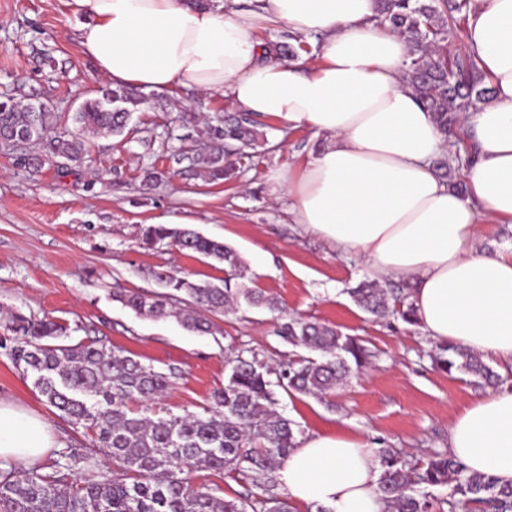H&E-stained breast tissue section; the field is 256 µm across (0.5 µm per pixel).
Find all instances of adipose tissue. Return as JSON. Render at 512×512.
<instances>
[{
	"instance_id": "obj_1",
	"label": "adipose tissue",
	"mask_w": 512,
	"mask_h": 512,
	"mask_svg": "<svg viewBox=\"0 0 512 512\" xmlns=\"http://www.w3.org/2000/svg\"><path fill=\"white\" fill-rule=\"evenodd\" d=\"M88 15L81 46L115 85L218 93L238 108L307 128L325 145L300 171L270 178L297 224L340 253L361 254L380 278H407L423 330L512 369V248L480 243L512 226V0H475L465 42L492 98L464 113L475 159L466 193L434 171L444 135L403 77L404 39L376 20V0H72ZM319 36L321 61L265 55L259 30ZM54 440L47 423L0 400V461L35 463ZM447 449L471 473L512 485V387L460 407ZM375 448L345 433L300 438L280 479L291 498L331 512H381Z\"/></svg>"
}]
</instances>
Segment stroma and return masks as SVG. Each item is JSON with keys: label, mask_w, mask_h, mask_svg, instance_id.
Listing matches in <instances>:
<instances>
[{"label": "stroma", "mask_w": 512, "mask_h": 512, "mask_svg": "<svg viewBox=\"0 0 512 512\" xmlns=\"http://www.w3.org/2000/svg\"><path fill=\"white\" fill-rule=\"evenodd\" d=\"M85 21L66 0H0V100L40 102L68 116L103 86L80 45ZM167 95L179 99V108L152 101L134 112L136 133L89 137L83 159L62 169L53 162L37 173L17 167L23 146L0 142V308L67 321L78 336L101 337L144 365L175 370L171 388L151 405L158 416L201 411L210 393L223 386L226 359L237 350L254 351L266 362L294 355L295 347L273 333L275 315L329 323L365 340L375 353L370 368L322 401L280 394V412L302 434L382 439L413 459L445 448L453 412L484 395V388L467 375L436 368L428 356L433 341L421 326L379 319L355 305L350 288L373 279L364 258L336 253L304 233L288 198L269 194V177L298 169L316 151L319 137L263 118L269 150L236 179L215 184L187 173L184 149L202 136L196 121H181L178 114L230 112L233 104L201 90L173 88ZM142 130L154 134L151 147L141 143ZM149 167L166 176L146 194L141 179ZM166 217L188 220L235 249L253 287L273 295L279 313L243 306L216 317V334L199 335L177 318L146 319L113 300L116 288L157 291L154 269L223 278V266L209 260L143 244L142 225ZM0 399L47 421L55 445L44 463L62 460L73 448L90 449L91 433L60 417L1 348ZM190 481L227 499L270 491L288 495L279 482L271 486L205 468L193 471Z\"/></svg>", "instance_id": "obj_1"}]
</instances>
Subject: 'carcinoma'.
Masks as SVG:
<instances>
[{"instance_id":"obj_1","label":"carcinoma","mask_w":512,"mask_h":512,"mask_svg":"<svg viewBox=\"0 0 512 512\" xmlns=\"http://www.w3.org/2000/svg\"><path fill=\"white\" fill-rule=\"evenodd\" d=\"M377 20L399 33L410 49L405 82L417 101L434 113L445 137H455L451 158L470 162L458 138L463 113L490 98L475 61L461 46L457 15L470 0H377ZM302 37L294 43L268 40L265 52L296 58L310 53ZM146 98L123 86L101 87L71 116L76 131L48 137L62 115L42 104L0 101V138L15 144H45L43 153H22L16 165L40 171L47 158L77 161L84 152L82 136H121L132 112ZM250 114L216 112L207 121L208 142L191 149L190 161L211 182L234 178L241 166L254 163L263 134ZM150 247H174L224 265L215 283L192 280L168 270L152 271L162 292L115 288L112 298L145 318L177 314L183 325L201 335L218 331L212 320L229 307L279 309L278 302L250 287L248 267L222 241L187 225L149 224L142 230ZM411 292L396 293L375 283L351 290L355 304L378 317L393 316L417 323ZM186 309L176 311L174 305ZM5 328L13 365L34 376V387L46 403L75 426L93 434L92 447L112 459L116 473L96 468L93 454L74 450L62 465L0 470V512H291L278 497L224 499L195 488L189 474L199 468L239 475L263 474L279 467L296 446L297 424L277 411V391L324 399L337 384L371 363L373 352L363 340L338 328L301 318H278L275 334L285 343L310 352L272 367L247 349L227 360L224 386L211 394L201 412L165 417L148 415L149 405L172 385L175 372L143 365L125 351L96 336L79 340L55 318L11 315ZM431 358L448 375L462 373L476 385L494 383L497 375L471 350L454 343L435 346ZM140 405L135 411L133 404ZM380 468L377 493L384 512H512V485L469 474L447 450H433L412 463L388 446L377 450ZM446 486L448 498L437 499L427 488Z\"/></svg>"}]
</instances>
